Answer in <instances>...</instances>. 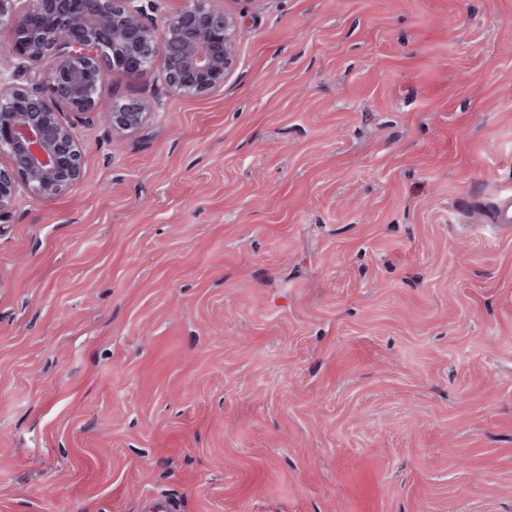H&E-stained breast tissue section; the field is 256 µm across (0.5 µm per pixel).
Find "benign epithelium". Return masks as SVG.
Here are the masks:
<instances>
[{"label":"benign epithelium","mask_w":512,"mask_h":512,"mask_svg":"<svg viewBox=\"0 0 512 512\" xmlns=\"http://www.w3.org/2000/svg\"><path fill=\"white\" fill-rule=\"evenodd\" d=\"M216 2L184 0L159 23L143 0H0L4 50L36 69L51 62L30 84L0 72V215L21 192L52 200L79 180L75 117L101 112L119 133L144 124L136 100L101 111L109 73L142 74L160 47L170 89L200 95L223 85L236 62V18Z\"/></svg>","instance_id":"7a95c632"}]
</instances>
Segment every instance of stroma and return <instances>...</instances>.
I'll list each match as a JSON object with an SVG mask.
<instances>
[{"label":"stroma","instance_id":"35a3bbf8","mask_svg":"<svg viewBox=\"0 0 512 512\" xmlns=\"http://www.w3.org/2000/svg\"><path fill=\"white\" fill-rule=\"evenodd\" d=\"M0 218V512H512V0H222Z\"/></svg>","mask_w":512,"mask_h":512}]
</instances>
